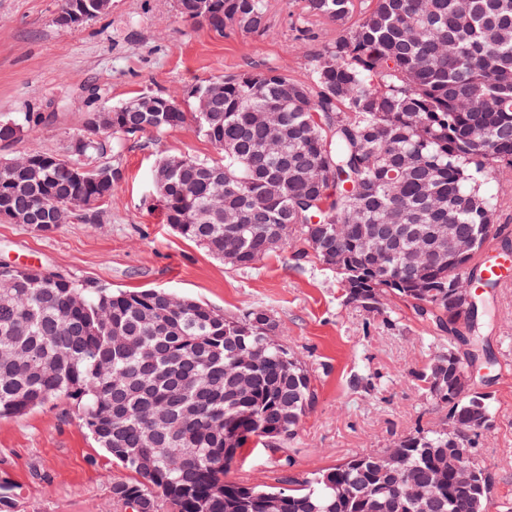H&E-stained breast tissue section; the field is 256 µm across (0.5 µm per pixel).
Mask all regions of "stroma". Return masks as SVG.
Segmentation results:
<instances>
[{"label": "stroma", "instance_id": "35a3bbf8", "mask_svg": "<svg viewBox=\"0 0 512 512\" xmlns=\"http://www.w3.org/2000/svg\"><path fill=\"white\" fill-rule=\"evenodd\" d=\"M61 7L62 0H0V116L51 117L37 133L0 147V157L69 155L91 109L154 93L187 108L191 88L213 76L273 67L309 81L312 54L338 33L316 23L308 39H298L295 0H268L262 36L230 29L220 35L184 21L176 0H112L109 11L77 27L58 25ZM100 141L102 151L83 156L82 164L107 162L120 176L99 223L40 233L0 222V263L39 266L116 291L163 288L227 317L267 309L312 371L317 398L287 447L289 465L271 463L261 443L227 472V482L277 486L288 475L442 426L444 410L416 379L430 360L431 323L395 299L377 311L348 303L335 273L315 259H296L298 239L254 267L236 268L178 236L157 205L153 170L166 155L217 158L192 127ZM493 304L497 319L485 336L495 367L479 370L476 382L491 397L494 423L474 453L494 478L489 512H505L512 505V287L496 289ZM132 478L97 447L70 404L57 400L0 418V482L15 487V512H132L111 493L112 483Z\"/></svg>", "mask_w": 512, "mask_h": 512}]
</instances>
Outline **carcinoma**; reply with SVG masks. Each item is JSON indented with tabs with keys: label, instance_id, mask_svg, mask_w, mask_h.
I'll return each mask as SVG.
<instances>
[{
	"label": "carcinoma",
	"instance_id": "obj_1",
	"mask_svg": "<svg viewBox=\"0 0 512 512\" xmlns=\"http://www.w3.org/2000/svg\"><path fill=\"white\" fill-rule=\"evenodd\" d=\"M208 26L246 35L268 31L266 0H211ZM296 27L310 21L341 29L311 60L310 82L283 72L243 70L215 76L201 92L223 88L222 111L186 110L162 94L168 112L100 109L112 134L136 138L193 126L222 159L168 156L155 169L166 223L224 264L251 268L303 242L296 257L336 273L349 302L377 310L394 297L443 335L418 374L447 415L440 428L394 444L398 469L383 472L366 453L281 487L227 484L224 469L253 440L292 441L316 401L310 371L284 343L264 309L225 317L163 289L122 291L38 267L0 269V418L54 400L77 408L83 427L112 460L134 472L112 484V497L139 512H485L492 481L471 448L481 426L468 420L471 398L437 385L434 362H448L462 335L476 332L451 287L482 281L478 252L465 261L421 228L485 225L483 246L500 231L497 212L511 187L488 188L512 174V0H301ZM263 112H281L273 127ZM44 122L40 112L0 118L9 146ZM79 138L73 156L30 151L15 158L16 182L0 197L37 232L59 228L58 211L75 197L79 219L100 223L98 204L114 186L73 176L77 158L100 150ZM37 157L44 171L29 172ZM392 248L374 262L364 239ZM443 253L412 273L407 256ZM474 484L452 482L455 461Z\"/></svg>",
	"mask_w": 512,
	"mask_h": 512
}]
</instances>
